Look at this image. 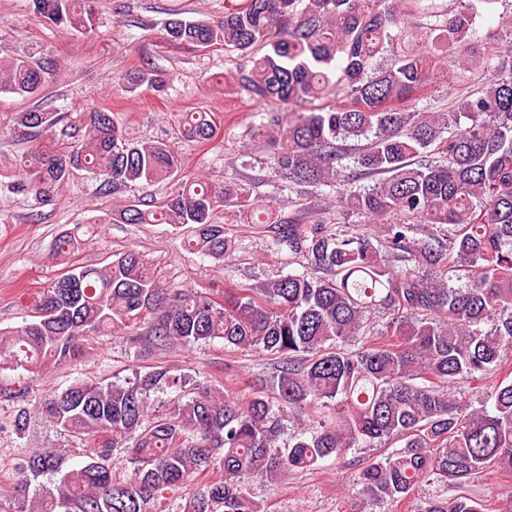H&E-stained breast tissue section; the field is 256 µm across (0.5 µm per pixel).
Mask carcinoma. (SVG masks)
Returning a JSON list of instances; mask_svg holds the SVG:
<instances>
[{
	"instance_id": "obj_1",
	"label": "carcinoma",
	"mask_w": 512,
	"mask_h": 512,
	"mask_svg": "<svg viewBox=\"0 0 512 512\" xmlns=\"http://www.w3.org/2000/svg\"><path fill=\"white\" fill-rule=\"evenodd\" d=\"M31 2L55 26H98L95 0ZM497 2L240 0L217 22L166 23L162 38L171 45H221L249 59L247 90L278 106L257 125L268 137L270 168L288 182L343 187L336 206L365 224L352 232L283 223L270 206L249 202L245 188L202 182L158 206L103 216L170 224L186 247L223 259L232 238L216 215L235 199L247 204V223L269 229L268 249L288 250L303 271L231 288L221 303L165 287L135 250L101 267L72 265L33 297V321L0 332V370L35 377L77 359L87 336L130 333L148 317L157 345L218 338L227 352L271 357L273 371L253 380L243 403L157 365L123 384L81 380L32 409L19 407L16 434L34 411L93 453L66 472L68 452L58 448L25 457L10 494L14 512H166L164 494L210 469L221 475L200 485L183 512H270L253 479L317 470L355 448L358 512L406 500L411 512H490L467 487L512 470V59L475 50L478 22ZM443 63L448 110L418 108ZM42 83L40 65L0 57V92L27 97ZM123 83L158 92L166 85L147 68ZM331 97L336 104L296 110ZM57 122L40 110L18 116L35 137ZM84 123L73 146H35L16 188L44 202L76 170L106 194L146 189L180 168L168 144L126 139L109 109L84 113ZM214 133L209 113H186L184 137ZM350 140L360 142L352 154ZM427 150L439 159L415 163ZM366 175L382 179L353 186ZM84 234L80 224L66 230L53 256L74 254ZM450 265L462 272L457 286L448 284ZM461 382L475 404L457 397ZM157 392L174 395L166 413L156 410ZM287 420L293 428L281 445ZM118 450L133 466L123 480L112 475ZM49 473L60 475L56 491L29 499Z\"/></svg>"
}]
</instances>
